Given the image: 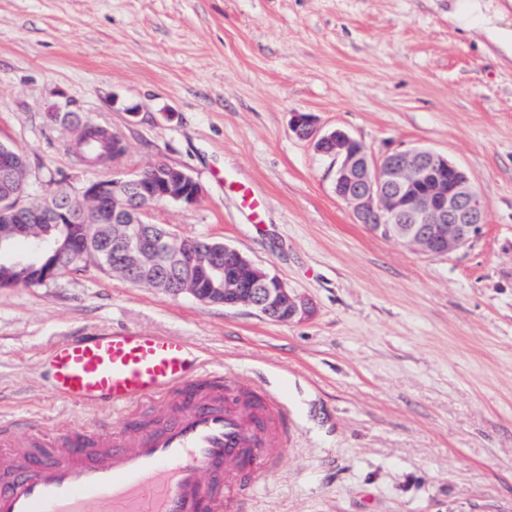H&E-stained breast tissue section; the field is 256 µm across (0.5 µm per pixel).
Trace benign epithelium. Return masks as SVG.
<instances>
[{
	"mask_svg": "<svg viewBox=\"0 0 512 512\" xmlns=\"http://www.w3.org/2000/svg\"><path fill=\"white\" fill-rule=\"evenodd\" d=\"M292 131L314 143L316 150L336 161V195L351 207L357 223L384 238L403 240L434 256L456 253L483 233L484 202L469 175L447 157L424 149L393 150L376 159L348 133L336 129L320 133L314 116L295 113ZM143 176L114 175L110 179L85 181L77 191L59 193L58 207L49 215L56 225L55 259L42 260L38 248L24 256L12 254L10 240L28 233L17 224L9 233L0 230V266L32 268L46 283L56 279L71 254L74 237L72 214L81 198L112 202V211L101 216L112 221V267L124 268L133 283L143 270L134 262L136 253L155 255L156 278L165 290L179 296L187 293L203 304L226 307L246 305L261 315L282 322L303 321L313 313L312 302L300 295L268 269L245 261L237 249L208 242L188 247L174 266L166 262L170 241L175 235L166 228H145L148 207L155 203L194 204L200 186L187 172L180 181H166V189L151 197L137 193ZM204 272L209 287L188 288L186 283Z\"/></svg>",
	"mask_w": 512,
	"mask_h": 512,
	"instance_id": "7a95c632",
	"label": "benign epithelium"
}]
</instances>
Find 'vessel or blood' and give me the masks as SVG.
Segmentation results:
<instances>
[{
  "mask_svg": "<svg viewBox=\"0 0 512 512\" xmlns=\"http://www.w3.org/2000/svg\"><path fill=\"white\" fill-rule=\"evenodd\" d=\"M52 390L108 409L165 401L164 426L131 439L41 431L44 453L0 482V512H226L279 464L287 419L274 396L213 381L190 342L134 329L51 348Z\"/></svg>",
  "mask_w": 512,
  "mask_h": 512,
  "instance_id": "1",
  "label": "vessel or blood"
}]
</instances>
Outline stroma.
Returning <instances> with one entry per match:
<instances>
[{"label": "stroma", "instance_id": "obj_1", "mask_svg": "<svg viewBox=\"0 0 512 512\" xmlns=\"http://www.w3.org/2000/svg\"><path fill=\"white\" fill-rule=\"evenodd\" d=\"M296 112L375 156H446L485 203L482 236L438 257L356 224ZM79 123L119 135L123 156L82 165ZM0 143L25 154L34 197L185 170L199 201L148 222L223 241L314 306L274 322L91 263L0 288V476L43 428L164 424L160 401L111 412L51 389L53 345L137 329L186 338L217 377L285 403L288 446L241 512H512V58L450 24L448 0H0Z\"/></svg>", "mask_w": 512, "mask_h": 512}]
</instances>
